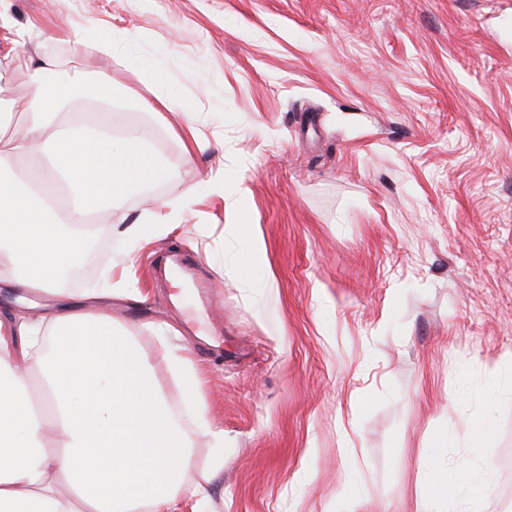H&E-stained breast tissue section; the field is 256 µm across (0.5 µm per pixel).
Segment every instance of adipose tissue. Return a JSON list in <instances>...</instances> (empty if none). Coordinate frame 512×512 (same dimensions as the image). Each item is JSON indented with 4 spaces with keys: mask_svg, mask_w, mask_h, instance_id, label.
Here are the masks:
<instances>
[{
    "mask_svg": "<svg viewBox=\"0 0 512 512\" xmlns=\"http://www.w3.org/2000/svg\"><path fill=\"white\" fill-rule=\"evenodd\" d=\"M59 62L41 57L22 110L21 134L9 133L14 106L0 101V277L20 291L51 296L38 322L16 316L0 327V512H169L183 494L209 501L224 467V431L208 424L200 380L186 347L163 344L158 356L179 379L183 408L210 445L201 479L186 486L192 441L140 346L115 328L112 301L140 300L122 279L94 299L58 285L81 248L75 227L97 203L114 205L167 176L152 143L154 125L112 132L111 82L98 84L94 128L56 120L72 84L57 79ZM43 374L39 400L27 393ZM494 493L486 464L466 467L447 497L428 494L426 512L442 500L469 505Z\"/></svg>",
    "mask_w": 512,
    "mask_h": 512,
    "instance_id": "adipose-tissue-1",
    "label": "adipose tissue"
}]
</instances>
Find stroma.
Segmentation results:
<instances>
[{
    "mask_svg": "<svg viewBox=\"0 0 512 512\" xmlns=\"http://www.w3.org/2000/svg\"><path fill=\"white\" fill-rule=\"evenodd\" d=\"M15 58L0 99L25 101L41 54L119 90L112 128L149 122L177 92L183 130L153 146L169 175L90 217L104 244L73 286L123 272L143 300L112 315L171 405L156 329L189 346L207 419L224 430L212 512H417L424 461L472 457L512 512V0H0ZM94 22L112 56L75 51ZM159 58L165 84L138 67ZM143 101L127 107L125 97ZM242 176L237 209L211 171ZM191 211L128 239L143 210ZM250 224L266 261L229 227ZM273 282L267 292L265 282Z\"/></svg>",
    "mask_w": 512,
    "mask_h": 512,
    "instance_id": "stroma-1",
    "label": "stroma"
}]
</instances>
